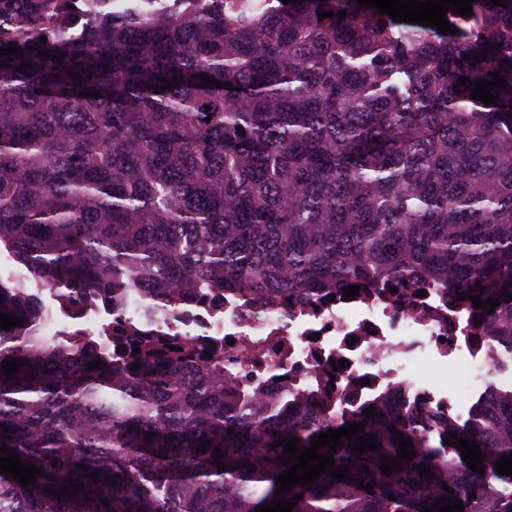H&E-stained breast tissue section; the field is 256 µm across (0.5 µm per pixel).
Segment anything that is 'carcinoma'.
Wrapping results in <instances>:
<instances>
[{
  "label": "carcinoma",
  "instance_id": "1",
  "mask_svg": "<svg viewBox=\"0 0 512 512\" xmlns=\"http://www.w3.org/2000/svg\"><path fill=\"white\" fill-rule=\"evenodd\" d=\"M471 6L447 10L458 33L443 34L358 0H0V48L18 50L0 57V250L61 305L459 288L501 299L492 331L512 349V0ZM496 75L498 105L472 99ZM0 312L22 323L0 334V363L25 362L0 374V443L45 471L33 488L0 472V512H256L289 470L273 444L330 429L242 406L186 343L120 334L115 358L78 334L54 341L38 299L3 278ZM358 422L380 449L341 440L334 469L354 481L296 484L292 512H421L441 497L512 512V476L495 470L512 456V389L448 421L476 441L482 475L408 416ZM399 431L415 458L386 476ZM71 481L84 488L65 497Z\"/></svg>",
  "mask_w": 512,
  "mask_h": 512
}]
</instances>
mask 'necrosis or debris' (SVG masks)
Listing matches in <instances>:
<instances>
[{
    "instance_id": "necrosis-or-debris-1",
    "label": "necrosis or debris",
    "mask_w": 512,
    "mask_h": 512,
    "mask_svg": "<svg viewBox=\"0 0 512 512\" xmlns=\"http://www.w3.org/2000/svg\"><path fill=\"white\" fill-rule=\"evenodd\" d=\"M65 316L91 336L137 326L171 341L191 339L203 353L223 345L224 380L249 403L269 399L333 425L372 407L412 416L416 431L426 436L448 421H467L501 364L512 358L477 322L467 300L433 287L419 297L411 288L363 285L350 301L343 290H324L274 308L228 292L218 299H184L159 316L132 295L114 310L88 305ZM335 359L350 365L333 369ZM424 362L458 365L466 395L451 396L414 379V368Z\"/></svg>"
}]
</instances>
